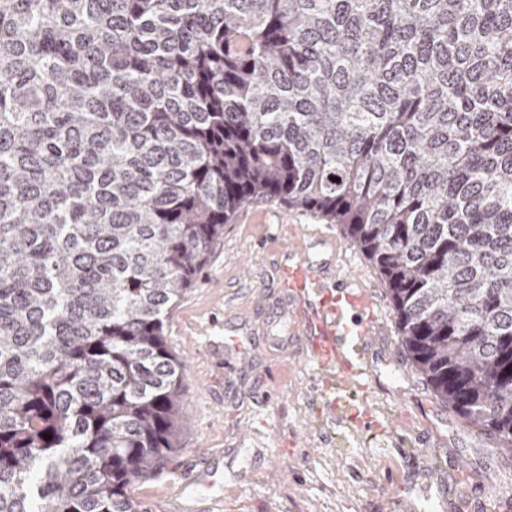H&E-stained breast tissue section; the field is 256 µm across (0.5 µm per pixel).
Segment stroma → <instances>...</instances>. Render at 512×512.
<instances>
[{"instance_id":"obj_1","label":"stroma","mask_w":512,"mask_h":512,"mask_svg":"<svg viewBox=\"0 0 512 512\" xmlns=\"http://www.w3.org/2000/svg\"><path fill=\"white\" fill-rule=\"evenodd\" d=\"M317 258L373 295L365 424L328 410L279 266L308 234ZM186 366L184 449L136 483L141 512H512V451L435 399L402 346L389 292L341 231L277 201L243 205L168 319Z\"/></svg>"}]
</instances>
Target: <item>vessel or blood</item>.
Returning a JSON list of instances; mask_svg holds the SVG:
<instances>
[{
	"label": "vessel or blood",
	"instance_id": "vessel-or-blood-1",
	"mask_svg": "<svg viewBox=\"0 0 512 512\" xmlns=\"http://www.w3.org/2000/svg\"><path fill=\"white\" fill-rule=\"evenodd\" d=\"M284 281L292 298L303 305L298 332L306 336L311 352L322 366L338 367L361 386L369 383L363 350L375 319L369 293L335 278L327 267L308 262L285 265Z\"/></svg>",
	"mask_w": 512,
	"mask_h": 512
}]
</instances>
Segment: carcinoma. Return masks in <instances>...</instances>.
I'll list each match as a JSON object with an SVG mask.
<instances>
[{"label": "carcinoma", "mask_w": 512, "mask_h": 512, "mask_svg": "<svg viewBox=\"0 0 512 512\" xmlns=\"http://www.w3.org/2000/svg\"><path fill=\"white\" fill-rule=\"evenodd\" d=\"M257 198L340 225L512 449V0H0V512H139L166 323Z\"/></svg>", "instance_id": "carcinoma-1"}]
</instances>
